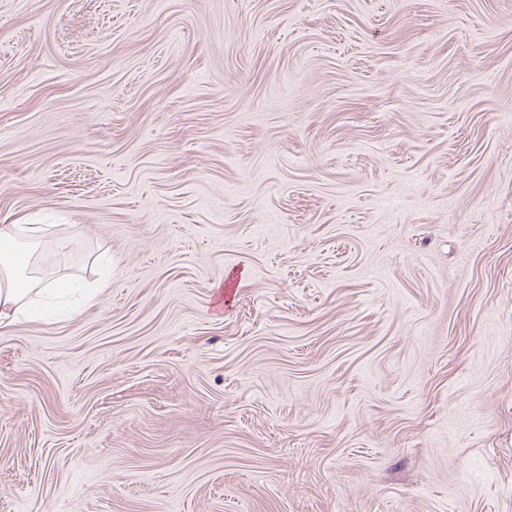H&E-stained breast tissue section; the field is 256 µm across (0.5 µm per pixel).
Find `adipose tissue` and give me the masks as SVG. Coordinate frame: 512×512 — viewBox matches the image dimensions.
I'll use <instances>...</instances> for the list:
<instances>
[{
	"instance_id": "obj_1",
	"label": "adipose tissue",
	"mask_w": 512,
	"mask_h": 512,
	"mask_svg": "<svg viewBox=\"0 0 512 512\" xmlns=\"http://www.w3.org/2000/svg\"><path fill=\"white\" fill-rule=\"evenodd\" d=\"M38 226L0 225V326L22 316L32 291L53 293L68 287L65 278L47 279L37 263Z\"/></svg>"
}]
</instances>
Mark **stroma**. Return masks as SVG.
<instances>
[{"instance_id":"obj_1","label":"stroma","mask_w":512,"mask_h":512,"mask_svg":"<svg viewBox=\"0 0 512 512\" xmlns=\"http://www.w3.org/2000/svg\"><path fill=\"white\" fill-rule=\"evenodd\" d=\"M19 219L0 512H512V0H0ZM42 230L36 225H0V265L4 272L3 278L0 275V326L13 323L26 312L31 302L28 295L36 288V294L54 293L69 285L68 278L46 279L39 270L35 239ZM21 236L28 240V260L18 265L15 257L22 248L18 242Z\"/></svg>"}]
</instances>
